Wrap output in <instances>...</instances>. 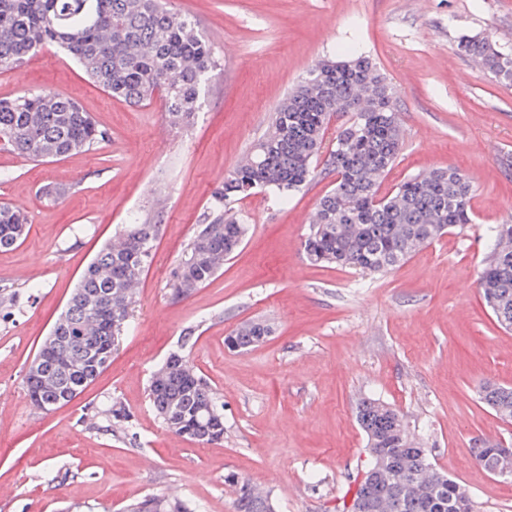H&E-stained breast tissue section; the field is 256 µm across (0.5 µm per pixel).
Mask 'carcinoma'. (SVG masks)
<instances>
[{"mask_svg":"<svg viewBox=\"0 0 512 512\" xmlns=\"http://www.w3.org/2000/svg\"><path fill=\"white\" fill-rule=\"evenodd\" d=\"M75 61L107 93L133 106L161 99L170 121L190 125L206 84L217 69L212 46L191 17L164 0H0V70L16 67L48 46ZM459 49L496 77L512 81V52L486 37L464 35ZM395 90L363 55L321 60L273 113L271 125L245 159L211 193L204 224L187 243L171 274L170 297L182 300L212 280L242 245L247 218L230 204L258 192L286 198L315 178L324 133L335 112L350 117L324 155L336 186L319 200L302 247L314 265L365 274L388 272L427 244L475 221L468 176L448 166L414 175L382 194V180L403 146ZM108 134L71 98L50 90L0 99V145L32 160L57 159L94 149ZM28 215L0 204V250L27 232ZM159 225L136 216L121 225L122 246L108 244L87 266L64 311L25 373L29 400L50 411L80 395L110 364L128 330L136 303L133 285L152 255ZM495 245L484 261L478 288L497 323L512 329V224L491 228ZM271 327L250 322L225 337L244 350L263 342ZM152 406L165 429L200 445L224 441V405L189 356H168L149 384ZM480 400L502 420H512V387L482 383ZM367 438L364 477L342 512H474L462 484L433 463L430 451L407 432L403 415L378 399L355 407ZM129 422L126 409L101 403L83 417ZM512 450L497 439L472 448L485 472L499 468ZM235 512H275L269 493L226 477ZM127 512H190L180 498L150 494Z\"/></svg>","mask_w":512,"mask_h":512,"instance_id":"obj_1","label":"carcinoma"}]
</instances>
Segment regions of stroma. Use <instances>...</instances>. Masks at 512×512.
Returning <instances> with one entry per match:
<instances>
[{
  "instance_id": "stroma-1",
  "label": "stroma",
  "mask_w": 512,
  "mask_h": 512,
  "mask_svg": "<svg viewBox=\"0 0 512 512\" xmlns=\"http://www.w3.org/2000/svg\"><path fill=\"white\" fill-rule=\"evenodd\" d=\"M196 19L220 70L193 125H172L162 101L113 98L63 52L45 48L0 70V98L49 89L74 99L109 139L60 160L0 148V204L29 217L26 238L0 252V512H125L148 494L177 491L196 512H234L227 474L270 490L276 512H339L362 475L366 439L355 419L373 397L404 415L410 433L476 512H512V480L475 463L482 438L512 439V422L479 399L512 386V331L498 326L477 286L489 228L512 220V82L459 53L460 36L512 49V0H168ZM369 56L396 92L404 146L382 183L448 165L474 185L475 221L398 268L365 275L309 264V216L335 175L288 199L259 193L234 204L249 218L242 247L194 294L168 282L212 190L266 131L284 96L316 62ZM160 210L132 327L110 365L68 405L32 409L24 375L78 279L129 215ZM28 279H17L19 270ZM266 321L258 346L224 338ZM224 405V441L170 434L148 396L150 377L179 349ZM116 399L133 416L117 431L81 416Z\"/></svg>"
}]
</instances>
